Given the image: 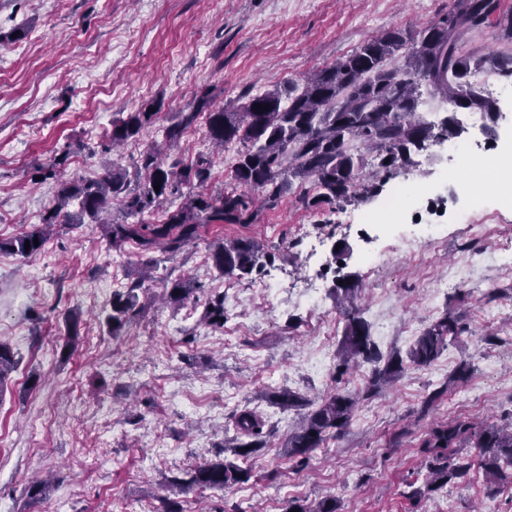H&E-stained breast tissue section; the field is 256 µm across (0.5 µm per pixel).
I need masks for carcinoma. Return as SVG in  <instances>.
<instances>
[{
	"mask_svg": "<svg viewBox=\"0 0 512 512\" xmlns=\"http://www.w3.org/2000/svg\"><path fill=\"white\" fill-rule=\"evenodd\" d=\"M502 0H454L453 8L443 17L413 32L392 28L366 38L350 55L331 67L314 73L301 92L284 94L279 88L248 97L236 111L214 109L206 96L196 99L189 112L177 114V122L166 129V140L175 142L182 131L205 113L208 138L218 146L238 142L231 178L235 188L212 197L197 192L171 210L161 209L169 197L180 193L182 185L204 184L210 178L212 161L201 154L184 167L165 166L157 153L150 150L140 157L143 180L129 187L126 173L112 168L99 180L88 184H60L55 203L42 216L41 224L6 241L0 250L24 257L43 249L48 228L55 224H72L74 215L66 210L79 200L80 214L95 220L116 201L127 221L105 225L112 243H134L143 252L159 250L173 259L200 238L206 224H254L259 210L252 207L248 193H259L264 203L272 204L298 179L305 185L299 200L312 211L336 204L359 205L379 196L384 186L412 162V155L430 150L442 141L460 136L454 114L458 110L481 112L495 120L499 114L496 101L485 97L470 82L472 72L488 68L495 74L512 78V53L476 56L462 49L463 36L496 22L505 40L512 42V12L501 8ZM401 57L398 67L388 61ZM439 96L451 110L440 125L416 116L422 86ZM268 109L257 112L255 105ZM161 103H144L135 112L112 122L104 134L114 146L134 140L156 122ZM160 184L154 190V184ZM162 211L159 220L145 216ZM30 248H25V245ZM210 258L220 275L237 281L261 274L272 254L251 239L227 241L218 238L210 243ZM138 281L125 291L112 295L107 324L112 335L120 336L139 315L137 290L151 278L150 262ZM205 293L200 285L177 278L165 285L163 296L182 305ZM335 297L344 318L336 380H341L350 362L374 357V344L361 310L356 303L353 283L336 285ZM202 322L224 328V296H208ZM466 331L454 314L447 312L418 336L409 351L410 364L416 368L433 364ZM15 366L7 343L0 341V381ZM400 360H392L373 372L369 388L402 372ZM284 408L306 407L297 432L288 437V457L307 456L330 438L339 436L350 423L357 401L335 391L315 407L303 397L283 390L277 394ZM235 453L238 465L222 459L204 462L186 473V478L172 480L178 492L197 489L222 490L229 485H245L252 477L246 466L249 458L264 447L260 440L263 424L253 412L234 416ZM478 449V468L489 478L512 482V424L474 423L455 419L429 429L422 441L428 457L425 491L431 495L467 477L471 461L460 457L463 447ZM338 512L334 497L315 503L300 499L288 501L285 512Z\"/></svg>",
	"mask_w": 512,
	"mask_h": 512,
	"instance_id": "1",
	"label": "carcinoma"
}]
</instances>
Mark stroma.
I'll list each match as a JSON object with an SVG mask.
<instances>
[{"label":"stroma","mask_w":512,"mask_h":512,"mask_svg":"<svg viewBox=\"0 0 512 512\" xmlns=\"http://www.w3.org/2000/svg\"><path fill=\"white\" fill-rule=\"evenodd\" d=\"M453 0H0V240L31 230L58 184L40 170L61 159L66 180L83 184L165 145L167 163L199 154L214 165L205 190L232 188L231 144L214 151L205 119L172 144L164 130L208 93L234 110L275 87H302L314 69L352 53L369 36L420 29ZM24 38H16L19 29ZM162 103L137 140L101 151L120 113ZM433 189L399 223L379 231L363 220L381 198L319 214L292 185L255 224H209L195 244L161 259L139 290L140 316L112 336V295L137 276V247L112 244L101 224L57 227L30 257L0 252V341L16 366L0 385V512H157L165 486L196 465L232 458L233 417L250 408L266 445L250 461L246 488L175 494L181 512H284L290 499L335 497L340 512H512V484L491 486L474 470L461 483L417 499L428 429L453 419L512 421V207L475 179L463 193L455 164L439 148L404 173ZM438 236L409 253L414 223ZM484 223L487 238L468 227ZM258 238L274 260L252 280H225L207 244ZM180 276L224 296V326L202 307L161 301ZM356 283L362 316L383 358L406 357L415 339L453 310L468 330L429 367L405 370L371 395L375 363L359 361L342 388L357 400L340 437L288 458L284 445L302 412L276 404L291 389L318 403L334 388L344 321L332 288ZM317 292H310L311 280ZM78 336L64 350L68 315ZM468 378L446 383L461 360ZM433 406L425 401L436 389ZM45 480L38 501L28 488Z\"/></svg>","instance_id":"obj_1"}]
</instances>
